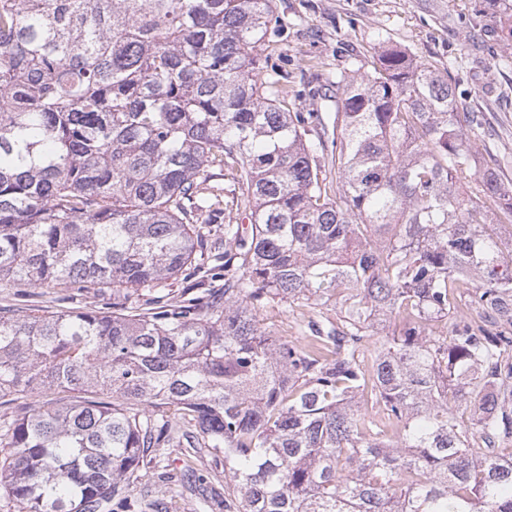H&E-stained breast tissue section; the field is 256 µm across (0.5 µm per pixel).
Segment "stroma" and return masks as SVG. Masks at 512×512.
<instances>
[{
    "mask_svg": "<svg viewBox=\"0 0 512 512\" xmlns=\"http://www.w3.org/2000/svg\"><path fill=\"white\" fill-rule=\"evenodd\" d=\"M281 19L275 48L282 69L300 90L302 110H336L337 71L369 60L388 45L447 72L456 96L478 116L466 136L480 167L496 169L512 187V41L502 36L501 0H273ZM100 293L69 288H20L0 283V306L18 315L39 309L63 313L99 309ZM183 451L160 449L143 469L135 493L164 496L169 512H222L188 488Z\"/></svg>",
    "mask_w": 512,
    "mask_h": 512,
    "instance_id": "35a3bbf8",
    "label": "stroma"
}]
</instances>
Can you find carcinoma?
Masks as SVG:
<instances>
[{
  "label": "carcinoma",
  "mask_w": 512,
  "mask_h": 512,
  "mask_svg": "<svg viewBox=\"0 0 512 512\" xmlns=\"http://www.w3.org/2000/svg\"><path fill=\"white\" fill-rule=\"evenodd\" d=\"M279 24L272 0H0V283L112 290L0 308V398L89 394L0 426L20 512H168L132 489L171 447L224 449V512H512V230L487 211L512 221V191L439 68L384 46L304 112L262 55ZM284 305L289 342L260 319ZM106 302L110 305L105 306ZM0 306H10L21 316L34 309L63 313L77 307L97 310L107 307L101 310L112 311V291L108 290L103 296L93 290L80 294L71 288H17L13 284L0 283Z\"/></svg>",
  "instance_id": "carcinoma-1"
}]
</instances>
